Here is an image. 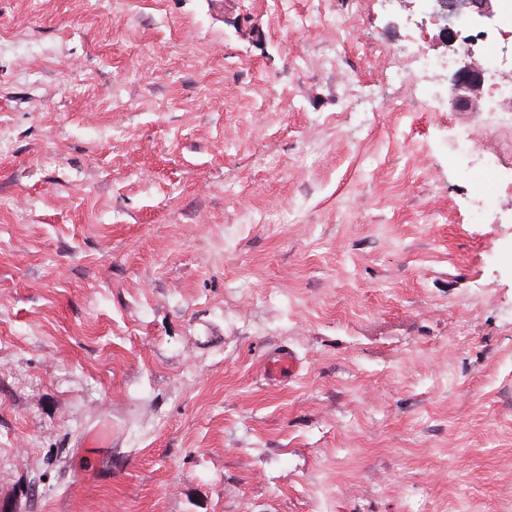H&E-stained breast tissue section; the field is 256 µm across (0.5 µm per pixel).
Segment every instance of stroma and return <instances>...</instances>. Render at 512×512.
Instances as JSON below:
<instances>
[{
	"instance_id": "1",
	"label": "stroma",
	"mask_w": 512,
	"mask_h": 512,
	"mask_svg": "<svg viewBox=\"0 0 512 512\" xmlns=\"http://www.w3.org/2000/svg\"><path fill=\"white\" fill-rule=\"evenodd\" d=\"M422 8L0 0V507L512 512V130L387 82ZM300 369V360L290 350L270 355L263 365L264 373L273 382L291 379L298 374Z\"/></svg>"
}]
</instances>
